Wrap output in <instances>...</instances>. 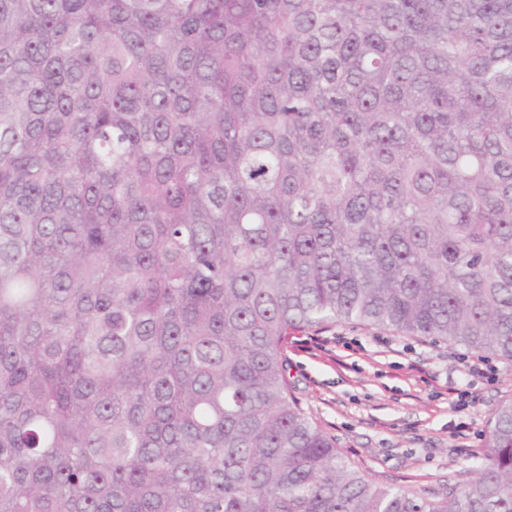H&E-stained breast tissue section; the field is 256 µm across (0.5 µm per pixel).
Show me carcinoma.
I'll return each instance as SVG.
<instances>
[{
    "instance_id": "cac0c4a2",
    "label": "carcinoma",
    "mask_w": 512,
    "mask_h": 512,
    "mask_svg": "<svg viewBox=\"0 0 512 512\" xmlns=\"http://www.w3.org/2000/svg\"><path fill=\"white\" fill-rule=\"evenodd\" d=\"M337 323L512 363V0H0V512H512V401L346 462Z\"/></svg>"
}]
</instances>
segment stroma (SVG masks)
Listing matches in <instances>:
<instances>
[{
    "mask_svg": "<svg viewBox=\"0 0 512 512\" xmlns=\"http://www.w3.org/2000/svg\"><path fill=\"white\" fill-rule=\"evenodd\" d=\"M464 348L339 324L284 352L302 408L334 435L347 462L376 481L440 489L480 453L487 422L512 400V363L477 383Z\"/></svg>",
    "mask_w": 512,
    "mask_h": 512,
    "instance_id": "1",
    "label": "stroma"
}]
</instances>
